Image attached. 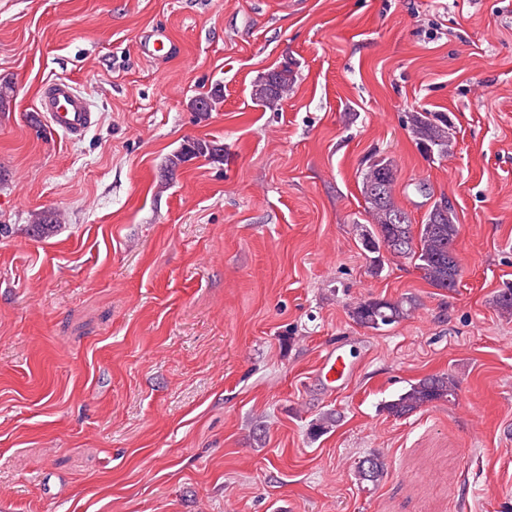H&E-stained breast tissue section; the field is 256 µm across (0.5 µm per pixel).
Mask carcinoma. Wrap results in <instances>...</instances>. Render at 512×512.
<instances>
[{"label":"carcinoma","instance_id":"1","mask_svg":"<svg viewBox=\"0 0 512 512\" xmlns=\"http://www.w3.org/2000/svg\"><path fill=\"white\" fill-rule=\"evenodd\" d=\"M294 74L291 68L280 71L269 70L259 76L252 85L251 96L256 104L265 108L276 107L292 87ZM223 96L221 89L198 95L190 102V108L198 121L209 119ZM403 126L421 152L429 157H445L452 152L454 130L444 112H407ZM224 147L209 140L192 139L168 157L166 170L175 175L178 168L193 158L220 161ZM397 166L395 159L387 154H374L361 172V194L371 222L357 224L354 231L363 249L372 254L371 270L381 271L383 254L409 259L422 278L431 286L451 291L460 277V265L455 243L459 224L454 208L442 200L429 206L419 224L411 221L409 213L395 200ZM57 216L50 211L33 215L27 234L33 238H46L54 232ZM494 305L505 317L512 316V286L501 289ZM416 309L411 298L388 300L369 298L357 303L351 310L353 320L360 326L382 331L408 318ZM460 381L452 373H441L423 377L404 388L392 399L383 403L382 410L395 418L408 417L437 402L453 404L458 399ZM385 464L374 456V468L370 473L356 466L355 476L361 484L376 485L384 474Z\"/></svg>","mask_w":512,"mask_h":512}]
</instances>
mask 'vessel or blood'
Returning <instances> with one entry per match:
<instances>
[{
    "label": "vessel or blood",
    "mask_w": 512,
    "mask_h": 512,
    "mask_svg": "<svg viewBox=\"0 0 512 512\" xmlns=\"http://www.w3.org/2000/svg\"><path fill=\"white\" fill-rule=\"evenodd\" d=\"M176 51L166 30L150 31L139 43V52L147 58H166ZM39 110L70 139H80L94 123L89 105L74 87L65 81L54 82L39 102ZM358 365L352 353L340 348L325 350L319 358L316 376L323 390L336 394L352 380Z\"/></svg>",
    "instance_id": "vessel-or-blood-1"
}]
</instances>
